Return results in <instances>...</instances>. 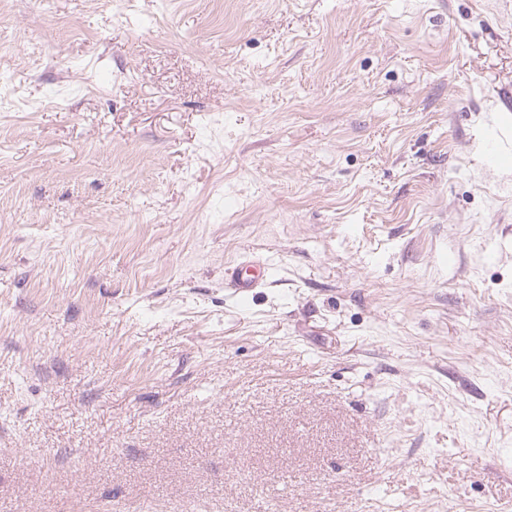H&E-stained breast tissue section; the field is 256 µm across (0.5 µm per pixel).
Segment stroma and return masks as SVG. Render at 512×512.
<instances>
[{"label": "stroma", "instance_id": "stroma-1", "mask_svg": "<svg viewBox=\"0 0 512 512\" xmlns=\"http://www.w3.org/2000/svg\"><path fill=\"white\" fill-rule=\"evenodd\" d=\"M509 503L512 6L0 0V512ZM270 264L266 259H252L228 266L224 271V285L234 296L244 298L256 288L268 283Z\"/></svg>", "mask_w": 512, "mask_h": 512}]
</instances>
